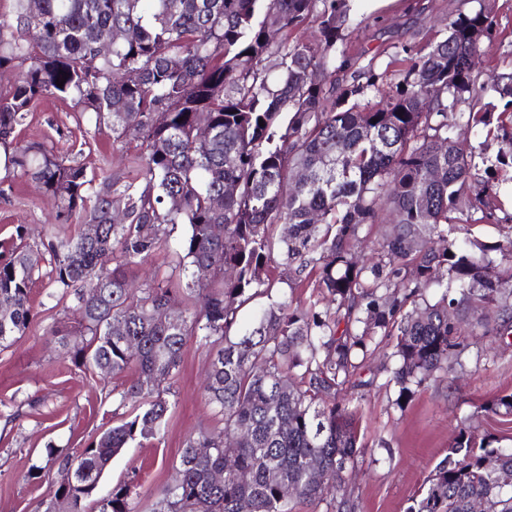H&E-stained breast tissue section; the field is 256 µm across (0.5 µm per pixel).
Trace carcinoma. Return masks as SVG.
<instances>
[{
  "label": "carcinoma",
  "instance_id": "cac0c4a2",
  "mask_svg": "<svg viewBox=\"0 0 512 512\" xmlns=\"http://www.w3.org/2000/svg\"><path fill=\"white\" fill-rule=\"evenodd\" d=\"M346 16L347 0H16V22L0 19L5 177L39 182L56 223L98 227L94 238L43 244L55 293L72 298L78 315L71 361L104 376L134 374L115 395L131 405L128 417L83 448L48 451L32 474L51 477L61 512H137L123 487L95 493L130 442L163 436L170 403L160 386L190 337L210 358L202 397L222 426L186 441L151 512H297L300 504L318 512L323 503L352 512L358 408L336 391L363 358L395 361L387 384L402 398L455 369L462 336L512 334V291L500 287L512 280V241L471 238L472 226L495 218V193L468 140L448 129V112L484 98L468 60L480 48L474 34L489 35V15L460 13L444 39L394 59L399 82L384 83L370 66L330 98L318 75ZM311 17L313 39L289 41ZM104 30L123 39L102 56ZM46 98L72 102L115 142L137 140L141 182L98 183L43 145L17 140ZM115 100L122 111L112 110ZM460 119L470 129L492 123L488 112ZM386 210L390 230L372 241L370 259L359 258L366 229ZM170 224L189 226L178 279L134 284L129 269L160 249ZM435 237L448 246L432 247ZM277 258L297 277L315 275L327 305L273 293L265 271ZM39 263L40 252L22 243L0 263V350L32 323ZM178 294L186 315L173 323L162 315ZM259 295L267 307L238 330L240 309ZM487 307L497 311L493 322L481 314ZM485 411L511 416L512 393ZM228 457L236 469L224 470ZM476 499L483 512H512V444L463 423L407 512H471Z\"/></svg>",
  "mask_w": 512,
  "mask_h": 512
}]
</instances>
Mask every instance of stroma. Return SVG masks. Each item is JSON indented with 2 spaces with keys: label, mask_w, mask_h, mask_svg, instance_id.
<instances>
[{
  "label": "stroma",
  "mask_w": 512,
  "mask_h": 512,
  "mask_svg": "<svg viewBox=\"0 0 512 512\" xmlns=\"http://www.w3.org/2000/svg\"><path fill=\"white\" fill-rule=\"evenodd\" d=\"M349 19L336 44L333 80L347 85L358 71L373 66L385 82L400 79L394 58L402 49L420 48L443 38L447 23L471 10L470 0H390L370 9L366 0H349ZM491 30L484 37L477 72L480 79L512 71V0H491ZM23 139L42 143L56 154L82 165L87 174L131 182L130 159L135 147L113 141L109 130L94 131L80 121L71 103L42 101L21 131ZM477 161L487 168L497 196V219L473 227L475 238L487 245L512 240V166L498 162L505 145L496 133L468 131ZM51 207L37 182L19 177L0 184V245L10 241L16 227L25 240L39 246L50 236H70L78 222L51 224ZM188 225H175L168 241L148 261L131 268L137 280L167 277L181 254ZM48 278L31 290L36 317L26 334L0 351V512H37L55 486L30 478L32 466L44 465L48 449L86 446L103 430L127 415L117 407L116 392L126 388L131 373L102 376L76 367L65 349L50 340L52 327L74 328L68 301L53 297ZM453 378L413 388L403 406H396L398 389L387 386L381 355L367 362L369 388L343 389L358 407L360 440L364 445L353 470L354 512H407L428 476L448 455L460 422L471 419L481 434L512 436V416L482 412L488 399L512 392V345L495 346L490 338L470 336ZM209 359L196 339H188L178 371L162 385L173 404L161 439L130 443L113 458L100 484V493L126 487L138 512H151L173 483L186 439L216 426L212 407L201 397Z\"/></svg>",
  "instance_id": "35a3bbf8"
}]
</instances>
